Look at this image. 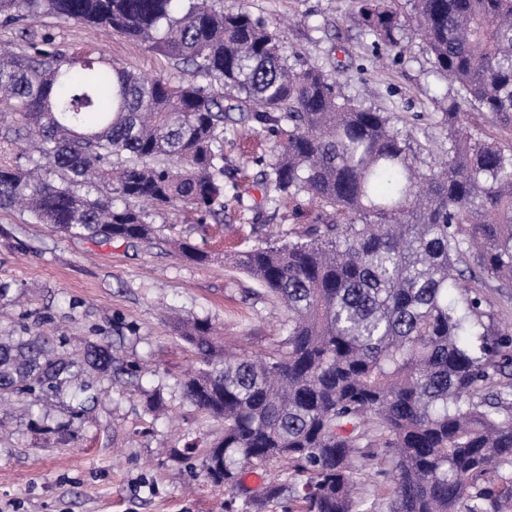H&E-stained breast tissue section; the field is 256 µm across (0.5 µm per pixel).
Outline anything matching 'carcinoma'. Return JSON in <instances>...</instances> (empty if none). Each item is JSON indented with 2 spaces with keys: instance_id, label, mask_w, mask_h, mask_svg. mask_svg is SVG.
I'll use <instances>...</instances> for the list:
<instances>
[{
  "instance_id": "carcinoma-1",
  "label": "carcinoma",
  "mask_w": 512,
  "mask_h": 512,
  "mask_svg": "<svg viewBox=\"0 0 512 512\" xmlns=\"http://www.w3.org/2000/svg\"><path fill=\"white\" fill-rule=\"evenodd\" d=\"M356 0L384 57L412 29L434 73L458 88L443 103L447 160L423 168L391 112L340 100L320 66L291 64L280 34L220 0H0V210L70 237L154 239L148 208L224 210V139L234 125L279 133L262 173L265 200L311 205L296 239L254 246L231 264L287 310L277 352L221 350L209 322L176 328L201 367L185 398L224 424L203 449L209 481L249 512H376L353 493L382 458L388 512H504L512 502V331L484 289L512 288V143L473 134L462 112L512 127V0ZM74 20L140 42L192 78L173 83L70 51L28 21ZM110 374L112 343L84 362L44 336L0 337V389L96 400L84 367ZM275 478L245 488L249 467Z\"/></svg>"
}]
</instances>
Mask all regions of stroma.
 <instances>
[{
    "label": "stroma",
    "instance_id": "obj_1",
    "mask_svg": "<svg viewBox=\"0 0 512 512\" xmlns=\"http://www.w3.org/2000/svg\"><path fill=\"white\" fill-rule=\"evenodd\" d=\"M240 6L278 28L289 59L334 74L342 96L395 113L415 142L431 145L422 162L441 158L440 104L457 88L435 75L417 38L381 61L354 0H224L225 9ZM35 32L73 48L98 43L114 65L146 77L186 78L139 43L72 20L45 18ZM277 142V135L239 128L224 142V165L238 187L224 198L222 220L151 211L150 245L70 238L26 214L0 211V330L51 336L78 362L87 346L107 341L134 370L116 377L87 370L97 400L76 419L55 397L31 404L0 397V512H225L228 493L181 459L187 439L205 448L223 426L183 396L181 381L198 356L174 319L208 321L220 345L249 356L278 349L284 308L225 262L258 244L287 242L304 225L297 202H263L255 182ZM183 241L206 251L208 261L182 257ZM68 421L73 436L47 433Z\"/></svg>",
    "mask_w": 512,
    "mask_h": 512
}]
</instances>
